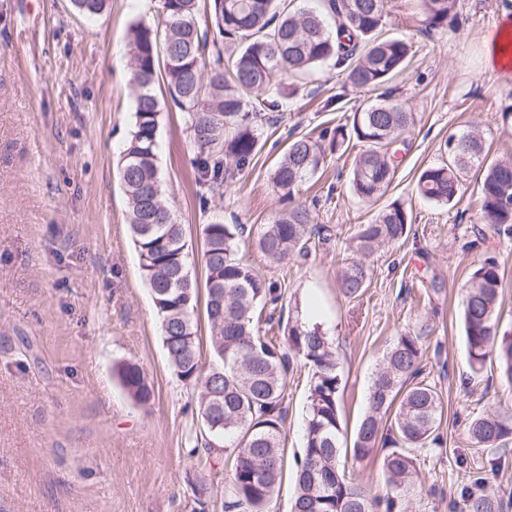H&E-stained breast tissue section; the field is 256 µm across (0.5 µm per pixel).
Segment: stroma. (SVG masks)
Segmentation results:
<instances>
[{
  "instance_id": "35a3bbf8",
  "label": "stroma",
  "mask_w": 512,
  "mask_h": 512,
  "mask_svg": "<svg viewBox=\"0 0 512 512\" xmlns=\"http://www.w3.org/2000/svg\"><path fill=\"white\" fill-rule=\"evenodd\" d=\"M161 0H110L88 20L69 0H0V512H195L192 485L211 487L208 512H225L229 475L189 457L201 432L192 387L173 373L129 227L121 152L134 123L128 30L154 23ZM502 0H458L457 20L426 31L420 0H387L384 36L411 54L392 80L414 121L398 142L400 163L384 196L360 201L350 183L354 150L328 155L294 192L329 229L312 253L269 264L255 240V271L282 290L292 318L309 305L340 358V415L354 430L372 378L401 332L420 337L423 375L441 396L444 445L419 450L422 486L408 512H451L487 456L466 423L488 407H512L496 364L470 366L460 286L475 265L500 262V327L512 330V236L478 219L479 166L461 171L455 207L420 197L421 171L445 160L448 136L483 131L491 158H512V83L486 67ZM340 96L338 106L328 100ZM333 68L313 72L282 124L264 127L248 168L200 205L184 113L162 102L158 166L164 199L185 228L192 276L203 279L202 227L221 220L259 228L282 207L271 173L289 135L345 122L370 100ZM394 201L409 235L379 249L363 295L339 290L341 262L358 225ZM141 367L154 390L135 404L114 376ZM311 372L288 382L285 448L300 450Z\"/></svg>"
}]
</instances>
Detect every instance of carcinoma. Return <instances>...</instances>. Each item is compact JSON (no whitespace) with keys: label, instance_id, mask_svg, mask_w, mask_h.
Segmentation results:
<instances>
[{"label":"carcinoma","instance_id":"1","mask_svg":"<svg viewBox=\"0 0 512 512\" xmlns=\"http://www.w3.org/2000/svg\"><path fill=\"white\" fill-rule=\"evenodd\" d=\"M162 20L130 27L134 124L121 165L127 220L139 253L162 330L169 364L185 384L198 390L197 417L202 450L210 465L231 466L224 485L227 506L240 512H268L286 466L288 374L299 361L312 370L304 422L303 448L293 457L296 486L290 512H404L407 497L420 483L415 451L443 446V406L436 387L421 378L420 337L404 333L383 355L368 394V408L355 430L352 447H343L339 418L342 386L336 350L320 326L288 321L283 340L262 335L267 304L282 298L277 284L256 274L239 254L242 224L213 221L202 228L204 292L188 265L184 225L164 203L157 166L159 79L174 106L186 116L200 203L224 192V181L247 168L258 149L259 127L275 125L298 94L294 80L330 65L346 73L355 88L376 98L318 137L292 140L273 173L282 200L322 168L328 153L354 140L351 188L365 202L380 199L395 174L392 145L413 122L407 103L395 98L389 83L410 54L399 38L381 39L386 0H321L322 9L293 12L280 0H212L217 37L199 24L200 0H161ZM80 15L92 18L108 0H71ZM430 29L457 17V0H423ZM446 161L424 169L417 191L425 199L453 206L464 194L459 170L484 164L478 188L483 223L496 235H512V160L486 162L489 150L474 132L451 136ZM408 213L400 203L383 209L375 222L358 226L351 256L339 276L344 296L356 298L373 274L370 258L380 248L408 235ZM324 225L312 223L304 204L283 209L257 234V246L272 265L309 251L323 239ZM500 265L487 258L462 284V316L471 367L498 363L512 384V332L499 325ZM209 324L212 364H202L198 326L199 298ZM117 374L127 395L139 404L153 398L142 369L131 363ZM467 431L474 447L489 455L488 473L505 464L499 449L512 439V409L489 408L473 417ZM198 447L189 449L191 457ZM383 450L386 492L372 496L341 470V452L363 461ZM512 488L492 486L478 476L462 488L457 512H502Z\"/></svg>","mask_w":512,"mask_h":512}]
</instances>
